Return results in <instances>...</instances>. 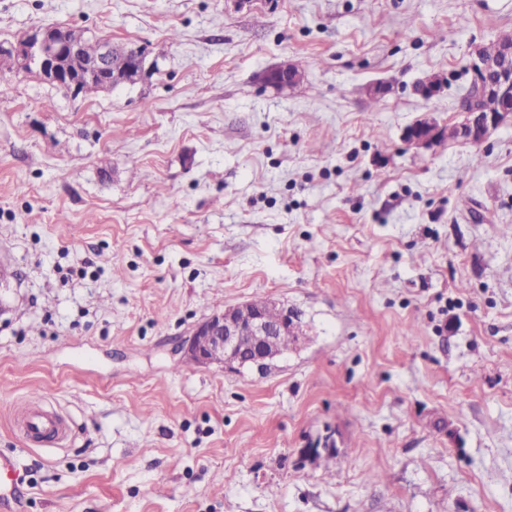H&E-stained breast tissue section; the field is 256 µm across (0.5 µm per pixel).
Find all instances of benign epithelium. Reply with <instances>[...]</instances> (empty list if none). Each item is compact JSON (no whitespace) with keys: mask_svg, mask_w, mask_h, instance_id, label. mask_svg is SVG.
<instances>
[{"mask_svg":"<svg viewBox=\"0 0 512 512\" xmlns=\"http://www.w3.org/2000/svg\"><path fill=\"white\" fill-rule=\"evenodd\" d=\"M470 90L474 95L461 102L464 119L454 125L457 138L473 146L484 144L504 125L512 126V45H505L495 57H487L483 46L469 53ZM0 71L34 72L43 80L68 91L79 93L86 83L99 92H108L120 85L135 84L143 73V55L138 47L116 44L109 39L99 41L98 50L86 56L82 44L73 39L69 28L52 25L34 31L14 42L0 43ZM302 78L288 65L276 67L266 74V82L274 88H288ZM491 98L498 107L485 111L472 103L473 96ZM448 127L433 117H426L405 134V140L417 148H429L447 138ZM279 310L273 320L266 311L249 309L244 302L227 306L197 323L182 349L191 362L208 367L220 365L237 370L267 368L281 355L274 347L277 337L303 336L300 316L294 310L269 301Z\"/></svg>","mask_w":512,"mask_h":512,"instance_id":"obj_1","label":"benign epithelium"}]
</instances>
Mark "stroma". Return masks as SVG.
I'll return each instance as SVG.
<instances>
[{
  "mask_svg": "<svg viewBox=\"0 0 512 512\" xmlns=\"http://www.w3.org/2000/svg\"><path fill=\"white\" fill-rule=\"evenodd\" d=\"M47 23L141 47L144 74L88 97L0 73L22 512H512V127L404 140L461 121L512 0H0V42ZM285 62L303 79L265 85ZM258 296L307 329L267 373L185 360ZM37 403L65 443L26 441ZM447 134L446 125H440L433 117H426L406 131L405 140L417 148H430L446 139Z\"/></svg>",
  "mask_w": 512,
  "mask_h": 512,
  "instance_id": "stroma-1",
  "label": "stroma"
}]
</instances>
